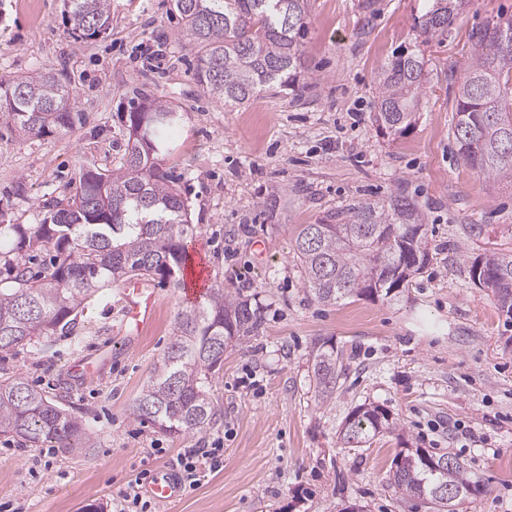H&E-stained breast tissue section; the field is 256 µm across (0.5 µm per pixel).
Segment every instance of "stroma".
<instances>
[{
  "instance_id": "obj_1",
  "label": "stroma",
  "mask_w": 512,
  "mask_h": 512,
  "mask_svg": "<svg viewBox=\"0 0 512 512\" xmlns=\"http://www.w3.org/2000/svg\"><path fill=\"white\" fill-rule=\"evenodd\" d=\"M418 0H308L296 90L243 106L217 102L194 79V48L171 0H111V29L69 34L63 0H0V77L51 66L64 72L83 125L40 138L0 122V222L35 224L71 190L83 167H118L134 99L179 106L163 161L191 214L189 247L210 285L262 307L263 328L224 352L211 400L213 427L167 434L130 408L192 306L185 288L157 283L151 326L132 345L114 313L122 284L92 296L73 328L0 353V379L22 375L86 424L92 447H32L0 434V504L14 512H112L141 469H163L187 448L220 441V470L156 512H434L391 483L402 448L456 459L481 486L456 512H512V327L471 261L512 250V183L463 163L453 137L455 95L475 27L512 16V0H471L443 36L414 27ZM423 53L427 83L415 128L379 130L381 68L396 51ZM428 217L430 260L400 296L312 299L294 259L297 233L328 212L399 192ZM280 197L275 210L264 207ZM331 340L346 370L331 400L315 389L317 342ZM109 345L97 377L73 361ZM368 404L395 424L360 448L343 447L346 417Z\"/></svg>"
}]
</instances>
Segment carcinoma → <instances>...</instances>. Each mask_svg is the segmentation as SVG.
Segmentation results:
<instances>
[{
    "label": "carcinoma",
    "mask_w": 512,
    "mask_h": 512,
    "mask_svg": "<svg viewBox=\"0 0 512 512\" xmlns=\"http://www.w3.org/2000/svg\"><path fill=\"white\" fill-rule=\"evenodd\" d=\"M109 0H64L68 29L96 39L110 30ZM469 0H422L414 18L427 36L442 35ZM173 11L196 49L194 76L219 102L241 105L263 92L293 89L301 80L300 50L307 0H173ZM470 62L456 99L453 135L460 159L495 181H512V18L472 31ZM424 55L403 51L383 67L375 123L393 136L415 124L425 85ZM0 116L26 136L72 130L81 123L63 73L46 68L34 75L0 79ZM181 114L163 100L140 101L129 113L123 162L116 169L88 167L74 190L38 224H0V247L20 258L53 252L45 271L16 269L0 281V352L50 338L68 328L85 301L102 288L132 278L178 282L189 261L185 235L188 205L160 156L169 151ZM425 215L403 192L350 204L303 224L294 256L317 302L335 305L353 297L397 295L409 284L404 269L419 272L429 262ZM492 292L498 310L512 319V251L476 257L471 278ZM261 326L260 307L237 292L214 288L206 303L179 315L168 351L150 386L133 402V417L170 434L202 432L214 425L210 399L215 374L224 366V347L245 342ZM342 355L327 341L312 364L322 398L336 391ZM391 428L379 406H359L346 418L342 441L361 447ZM0 432L13 433L35 448H88L79 419L33 388L21 375L0 381ZM423 448L400 451L392 481L409 498L437 512H455L456 502L436 496L448 486L458 499L480 491L460 464L442 463Z\"/></svg>",
    "instance_id": "cac0c4a2"
}]
</instances>
